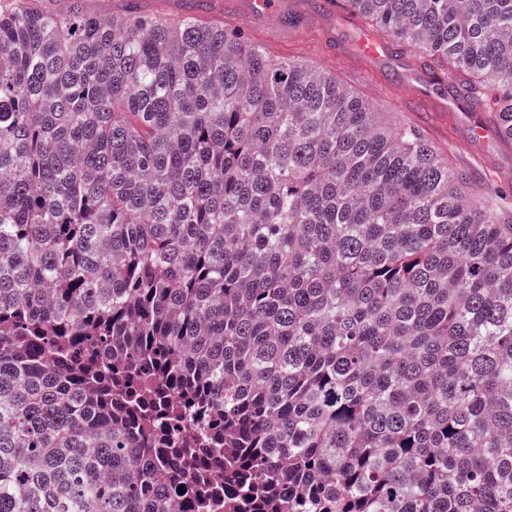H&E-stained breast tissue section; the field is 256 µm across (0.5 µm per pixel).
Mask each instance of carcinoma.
Masks as SVG:
<instances>
[{"mask_svg":"<svg viewBox=\"0 0 512 512\" xmlns=\"http://www.w3.org/2000/svg\"><path fill=\"white\" fill-rule=\"evenodd\" d=\"M348 2L512 126V0ZM157 400L209 475L166 468ZM216 488L224 512H512V213L238 31L19 0L0 512H195Z\"/></svg>","mask_w":512,"mask_h":512,"instance_id":"obj_1","label":"carcinoma"}]
</instances>
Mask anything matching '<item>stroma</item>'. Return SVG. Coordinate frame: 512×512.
<instances>
[{
  "label": "stroma",
  "mask_w": 512,
  "mask_h": 512,
  "mask_svg": "<svg viewBox=\"0 0 512 512\" xmlns=\"http://www.w3.org/2000/svg\"><path fill=\"white\" fill-rule=\"evenodd\" d=\"M279 12L261 11L255 0H217L211 16L243 30L272 59L299 58L337 78L394 120L411 126L456 170L478 196H496L512 211V142L495 135L487 110L455 96L447 75L429 68L424 55L350 13L320 8L316 0H277ZM376 36L385 50L366 60L361 46Z\"/></svg>",
  "instance_id": "stroma-1"
}]
</instances>
